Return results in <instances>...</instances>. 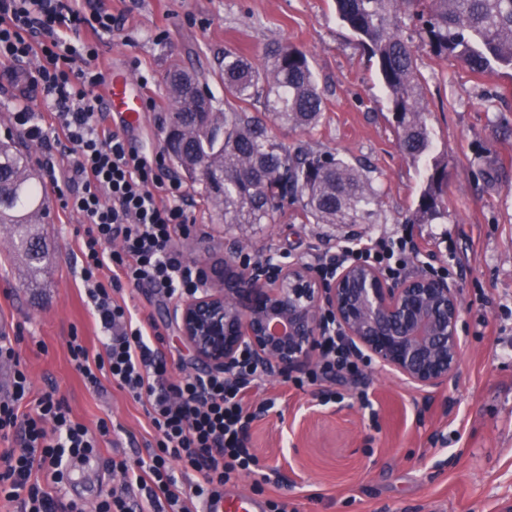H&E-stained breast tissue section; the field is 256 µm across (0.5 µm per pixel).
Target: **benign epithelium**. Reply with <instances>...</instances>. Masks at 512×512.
Returning <instances> with one entry per match:
<instances>
[{"label":"benign epithelium","instance_id":"1","mask_svg":"<svg viewBox=\"0 0 512 512\" xmlns=\"http://www.w3.org/2000/svg\"><path fill=\"white\" fill-rule=\"evenodd\" d=\"M460 317L458 288L428 271L391 282L366 265L268 258L204 271L200 292L171 313L211 375H229L244 354L271 377L305 372L330 328L352 353L427 393L457 376L465 352Z\"/></svg>","mask_w":512,"mask_h":512}]
</instances>
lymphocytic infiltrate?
<instances>
[{"instance_id":"1","label":"lymphocytic infiltrate","mask_w":512,"mask_h":512,"mask_svg":"<svg viewBox=\"0 0 512 512\" xmlns=\"http://www.w3.org/2000/svg\"><path fill=\"white\" fill-rule=\"evenodd\" d=\"M116 22L100 0H0V74L20 78L43 111L22 103L11 119L27 140L54 143L58 158L44 162L62 209L86 224L78 240L81 277L102 330V349L90 352L71 338L68 352L94 394L112 385L140 403L154 432L147 457L118 462L120 488L107 490L95 512H132L134 497L147 512H213L224 487L251 472L245 445L255 411L246 403L260 377L242 357L233 379L186 375L168 381L170 364L151 320L114 299L123 287L152 285L168 298L189 293L200 269L179 243L191 235L187 193L162 150L130 143L112 128L98 89L106 82L98 46ZM345 259L404 276L420 249L410 239L369 237L344 246ZM0 362L11 364L10 389L0 395V499L14 512H86L80 500L51 492L69 479L75 459L100 455L111 427L78 421L57 389L31 398V382L11 341L0 337Z\"/></svg>"}]
</instances>
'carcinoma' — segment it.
<instances>
[{
  "label": "carcinoma",
  "mask_w": 512,
  "mask_h": 512,
  "mask_svg": "<svg viewBox=\"0 0 512 512\" xmlns=\"http://www.w3.org/2000/svg\"><path fill=\"white\" fill-rule=\"evenodd\" d=\"M336 13L376 65L402 154L424 166L425 186L406 223L447 217V172L430 156L424 80L417 47L404 36L405 21L437 58L454 57L479 75L512 70V0H336ZM181 74L173 68L166 76L169 127L183 132L175 161L185 170L208 167L202 193L224 223L266 224L288 202L318 224L381 223V191L371 166L302 143L290 150L269 131L268 118L294 129L319 122L324 100L306 52L278 45L261 65L224 52L222 108L207 83L188 88ZM257 106L262 111H250ZM30 156L28 149L0 143V224L10 226L12 246L38 266L49 259L33 231L47 218V191L35 180Z\"/></svg>",
  "instance_id": "1"
}]
</instances>
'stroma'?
Here are the masks:
<instances>
[{
	"label": "stroma",
	"instance_id": "1",
	"mask_svg": "<svg viewBox=\"0 0 512 512\" xmlns=\"http://www.w3.org/2000/svg\"><path fill=\"white\" fill-rule=\"evenodd\" d=\"M120 18L99 45L107 71L149 79L156 111L128 126L130 138L163 148L170 112L166 76L172 65L205 77L223 100L224 53L261 62L277 43L306 51L323 92L319 124L277 135L338 153L375 170L383 193V224H316L296 206L269 224L246 229L225 223L183 179L194 226L183 241L198 266L223 267L264 258L315 264L347 240L410 235L434 266H448L461 301L466 349L455 381L436 393L418 391L377 362L330 386L301 388L263 377L252 397L273 406L248 431L257 459L252 474L225 493L284 501L288 512H512V71L476 75L459 60L418 53L425 79L433 152L447 163L441 224H407L423 171L400 153L390 104L376 66L336 18L334 0H105ZM49 216L39 231L51 255L37 282L24 279L5 230L0 229V311L14 321L12 340L33 383V396L57 388L73 416L87 426L106 420L111 446L96 466L73 462L59 499L94 502L118 485L113 461L135 463L151 440L142 405L108 388L92 394L70 362L67 341L81 336L100 347L101 329L84 292L76 241L87 225L48 194ZM241 244L228 256L225 243ZM130 309L148 316L175 365L171 378L205 375L170 318L172 300L154 288H122Z\"/></svg>",
	"mask_w": 512,
	"mask_h": 512
}]
</instances>
